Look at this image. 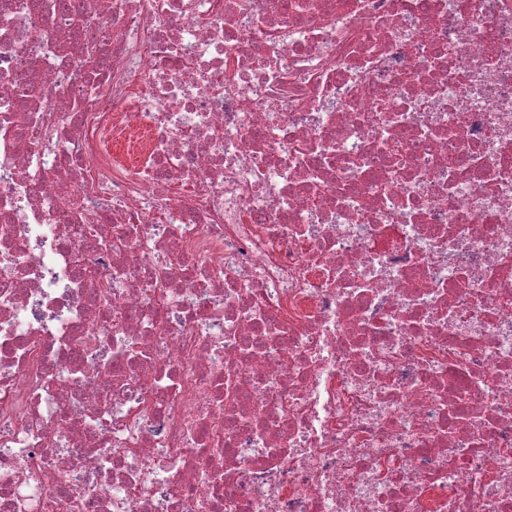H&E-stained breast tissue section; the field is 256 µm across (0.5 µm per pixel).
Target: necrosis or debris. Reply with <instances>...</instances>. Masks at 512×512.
Instances as JSON below:
<instances>
[{"label":"necrosis or debris","mask_w":512,"mask_h":512,"mask_svg":"<svg viewBox=\"0 0 512 512\" xmlns=\"http://www.w3.org/2000/svg\"><path fill=\"white\" fill-rule=\"evenodd\" d=\"M0 512H512V0H0Z\"/></svg>","instance_id":"obj_1"}]
</instances>
